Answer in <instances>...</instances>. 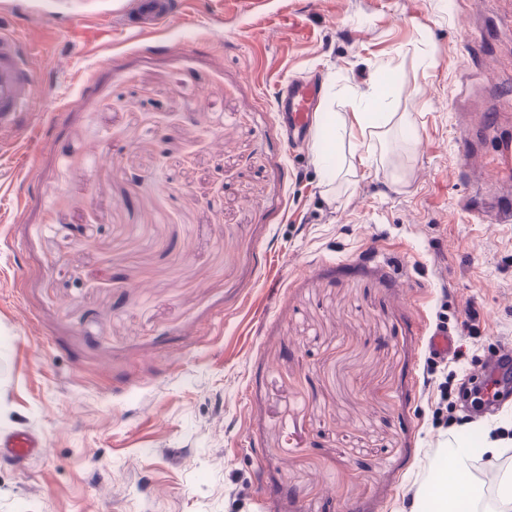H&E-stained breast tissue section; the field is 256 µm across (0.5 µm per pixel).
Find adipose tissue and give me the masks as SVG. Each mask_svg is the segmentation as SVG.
Returning a JSON list of instances; mask_svg holds the SVG:
<instances>
[{
  "instance_id": "adipose-tissue-1",
  "label": "adipose tissue",
  "mask_w": 512,
  "mask_h": 512,
  "mask_svg": "<svg viewBox=\"0 0 512 512\" xmlns=\"http://www.w3.org/2000/svg\"><path fill=\"white\" fill-rule=\"evenodd\" d=\"M389 104L387 85L375 80L355 93L352 111L323 113L314 142L317 161L332 157L337 164L345 163L347 156L341 131L348 126L358 131L370 153L376 147L385 146L390 134L408 135L411 113L389 111ZM470 458L469 448L460 446L457 462L443 469L437 480L434 512H476L478 490L468 466Z\"/></svg>"
}]
</instances>
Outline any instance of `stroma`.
<instances>
[{"instance_id": "obj_1", "label": "stroma", "mask_w": 512, "mask_h": 512, "mask_svg": "<svg viewBox=\"0 0 512 512\" xmlns=\"http://www.w3.org/2000/svg\"><path fill=\"white\" fill-rule=\"evenodd\" d=\"M126 10L0 16L38 94L0 134V438L45 448L0 455V512H430L459 440L493 497L512 397L460 392L512 344V0H185L152 36ZM389 64L417 144L328 197L274 93L347 112ZM455 343V336L448 328L437 325L425 331L424 348L428 355L448 358L454 351ZM0 452H7L17 459H27L39 455L42 447L23 431L16 432L6 440L0 438Z\"/></svg>"}]
</instances>
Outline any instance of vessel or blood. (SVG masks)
Returning <instances> with one entry per match:
<instances>
[{
  "label": "vessel or blood",
  "mask_w": 512,
  "mask_h": 512,
  "mask_svg": "<svg viewBox=\"0 0 512 512\" xmlns=\"http://www.w3.org/2000/svg\"><path fill=\"white\" fill-rule=\"evenodd\" d=\"M181 0H134L132 12L124 15L119 26L149 34L165 27L179 10ZM321 87L291 82L281 85L274 103L278 111L287 113L294 139L306 137L315 115L313 103L321 95ZM36 89L27 65V51L20 36L0 25V130L16 127L21 116L30 110ZM456 339L447 328L435 326L426 329L424 348L428 354L448 357ZM483 403L498 409L504 390L512 388V345H503L489 355L484 363L482 380L477 383ZM0 450L18 459L39 455L42 447L31 436L19 431L8 438H0Z\"/></svg>",
  "instance_id": "b4317fda"
}]
</instances>
